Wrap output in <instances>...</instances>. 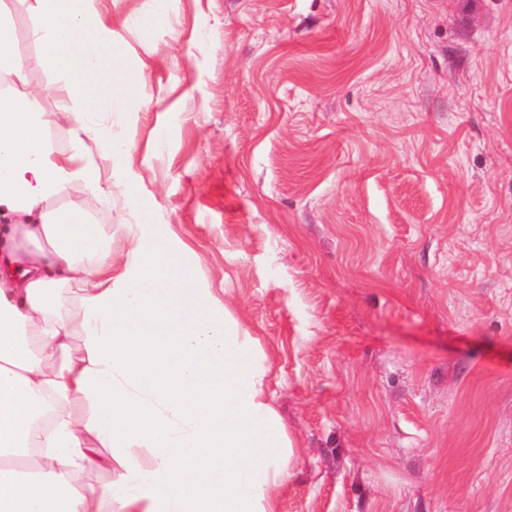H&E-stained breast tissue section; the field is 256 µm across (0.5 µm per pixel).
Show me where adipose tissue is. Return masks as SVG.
Returning a JSON list of instances; mask_svg holds the SVG:
<instances>
[{
    "label": "adipose tissue",
    "mask_w": 512,
    "mask_h": 512,
    "mask_svg": "<svg viewBox=\"0 0 512 512\" xmlns=\"http://www.w3.org/2000/svg\"><path fill=\"white\" fill-rule=\"evenodd\" d=\"M39 63L61 80L72 125L55 151L30 104L28 64L0 4V512H278L287 445L256 339L212 289L176 283L175 242L132 224L115 269L112 227L58 199L105 201L100 161L123 181L131 148L101 140L132 77L103 82L123 44L97 0H27ZM88 401L91 413L70 404ZM92 471L112 475L93 486Z\"/></svg>",
    "instance_id": "1"
}]
</instances>
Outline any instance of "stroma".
Segmentation results:
<instances>
[{"mask_svg":"<svg viewBox=\"0 0 512 512\" xmlns=\"http://www.w3.org/2000/svg\"><path fill=\"white\" fill-rule=\"evenodd\" d=\"M112 28L127 179L68 203L118 252L145 214L257 338L279 512H512V0H115Z\"/></svg>","mask_w":512,"mask_h":512,"instance_id":"obj_1","label":"stroma"}]
</instances>
